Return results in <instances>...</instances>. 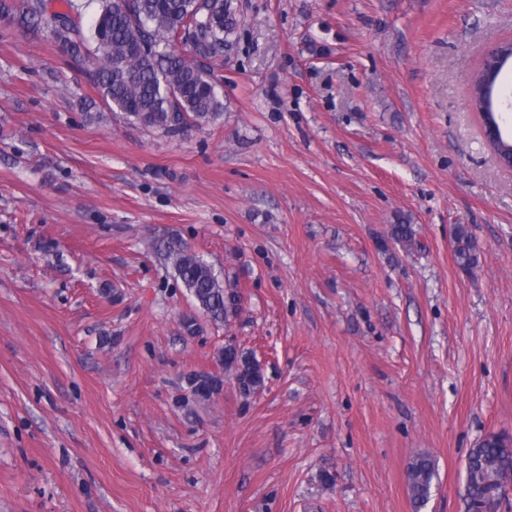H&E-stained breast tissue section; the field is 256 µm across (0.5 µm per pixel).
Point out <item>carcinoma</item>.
I'll use <instances>...</instances> for the list:
<instances>
[{"label":"carcinoma","mask_w":512,"mask_h":512,"mask_svg":"<svg viewBox=\"0 0 512 512\" xmlns=\"http://www.w3.org/2000/svg\"><path fill=\"white\" fill-rule=\"evenodd\" d=\"M93 24L84 29L79 5L67 0V11L58 14L60 25L53 37L68 47L72 59L85 66L99 96L131 122L156 127L168 134H181L217 120L224 103L205 65L224 57L232 26L227 23L228 0H97ZM47 0H20L0 4L19 16L24 34L40 30L48 12ZM188 34L189 54L175 50V41ZM455 259L464 270L478 264L475 245L467 227L455 233ZM171 263L197 307L213 323L237 315L241 295L234 285L223 284L213 269L188 245L173 238L164 246ZM224 373L233 376L239 393L249 397L263 385L259 366L232 345L221 352ZM470 454L478 465L466 474L469 512L498 508L500 490L512 480V438L502 434L483 437ZM436 476L435 464L420 455L407 472L413 502L424 504Z\"/></svg>","instance_id":"cac0c4a2"}]
</instances>
